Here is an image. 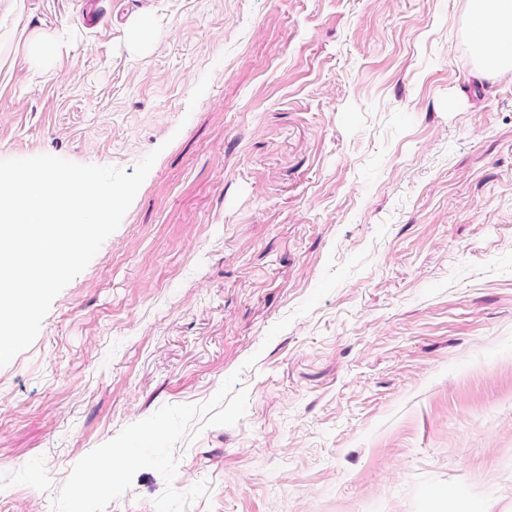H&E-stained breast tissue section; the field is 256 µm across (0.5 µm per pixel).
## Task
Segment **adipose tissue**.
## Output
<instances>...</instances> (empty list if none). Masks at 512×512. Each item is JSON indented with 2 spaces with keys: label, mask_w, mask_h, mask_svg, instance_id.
I'll return each mask as SVG.
<instances>
[{
  "label": "adipose tissue",
  "mask_w": 512,
  "mask_h": 512,
  "mask_svg": "<svg viewBox=\"0 0 512 512\" xmlns=\"http://www.w3.org/2000/svg\"><path fill=\"white\" fill-rule=\"evenodd\" d=\"M469 39L482 75L512 70V0H469Z\"/></svg>",
  "instance_id": "obj_1"
}]
</instances>
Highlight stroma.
I'll return each mask as SVG.
<instances>
[{"label":"stroma","instance_id":"stroma-1","mask_svg":"<svg viewBox=\"0 0 512 512\" xmlns=\"http://www.w3.org/2000/svg\"><path fill=\"white\" fill-rule=\"evenodd\" d=\"M87 1L0 0V160L159 157L0 367V512L235 372L245 416L106 512L202 480L187 512H512V71L478 76L469 0Z\"/></svg>","mask_w":512,"mask_h":512}]
</instances>
